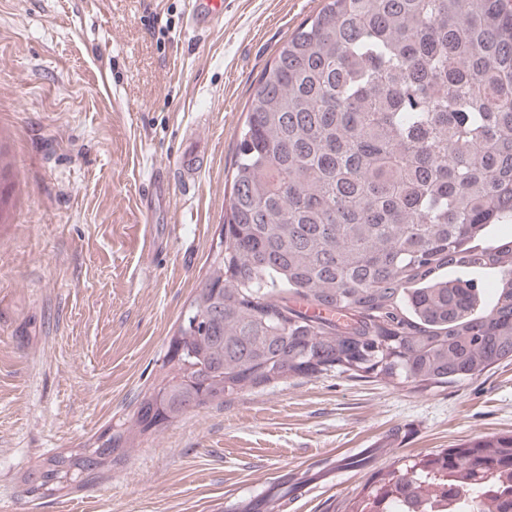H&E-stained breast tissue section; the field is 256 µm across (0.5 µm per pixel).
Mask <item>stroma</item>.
<instances>
[{
	"label": "stroma",
	"mask_w": 512,
	"mask_h": 512,
	"mask_svg": "<svg viewBox=\"0 0 512 512\" xmlns=\"http://www.w3.org/2000/svg\"><path fill=\"white\" fill-rule=\"evenodd\" d=\"M191 3L0 0V512H227L327 460L294 512H350L399 456L512 435V362L424 391L328 372L137 436L69 494L28 492L37 460L131 422L218 241L246 103L324 0H224L204 34ZM193 140L207 154L185 193L172 161ZM405 422L409 447L387 444ZM372 446L369 467L348 464Z\"/></svg>",
	"instance_id": "obj_1"
}]
</instances>
